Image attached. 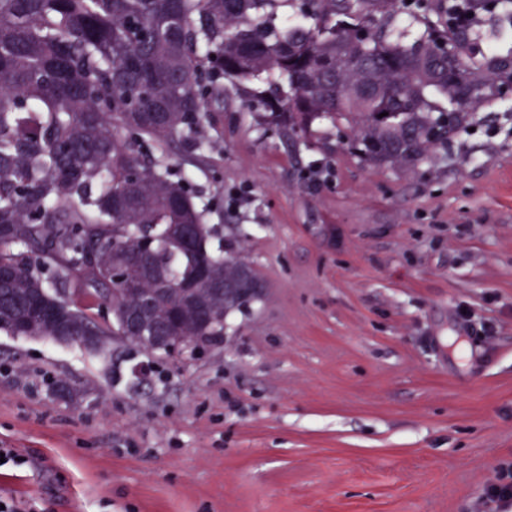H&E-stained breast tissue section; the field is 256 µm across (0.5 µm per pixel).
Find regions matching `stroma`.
I'll list each match as a JSON object with an SVG mask.
<instances>
[{
    "label": "stroma",
    "instance_id": "35a3bbf8",
    "mask_svg": "<svg viewBox=\"0 0 512 512\" xmlns=\"http://www.w3.org/2000/svg\"><path fill=\"white\" fill-rule=\"evenodd\" d=\"M224 85L173 157L265 294L164 358L0 334L37 512H480L512 461V94L435 162L292 145ZM468 319H459L460 309Z\"/></svg>",
    "mask_w": 512,
    "mask_h": 512
}]
</instances>
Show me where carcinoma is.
Instances as JSON below:
<instances>
[{"label":"carcinoma","mask_w":512,"mask_h":512,"mask_svg":"<svg viewBox=\"0 0 512 512\" xmlns=\"http://www.w3.org/2000/svg\"><path fill=\"white\" fill-rule=\"evenodd\" d=\"M279 0H0V333L60 329L126 336L140 301L193 348L224 335L240 308L206 289L255 268L218 245L186 175L168 154L202 143L224 81L250 85L245 106L277 133L308 142L345 132L375 169L412 171L448 150L477 107L512 85V0H469L498 21L461 25V0H303L276 24ZM446 44L452 58L435 55ZM369 69L373 92L345 88ZM384 117H379V114ZM199 229L194 250L183 230ZM126 280L112 281V268ZM201 288V320L183 290Z\"/></svg>","instance_id":"cac0c4a2"}]
</instances>
